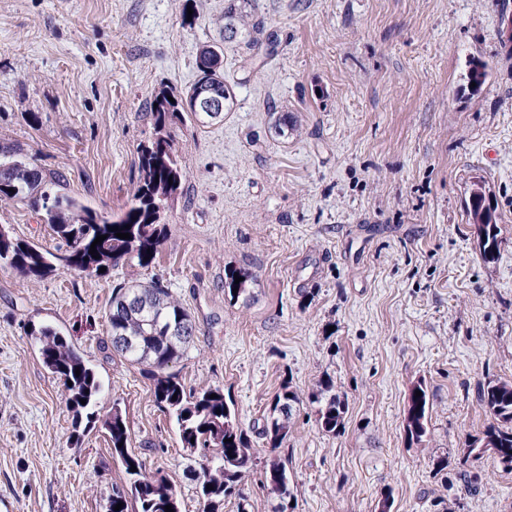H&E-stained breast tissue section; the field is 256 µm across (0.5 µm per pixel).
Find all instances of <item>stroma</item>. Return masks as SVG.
Listing matches in <instances>:
<instances>
[{
  "label": "stroma",
  "mask_w": 512,
  "mask_h": 512,
  "mask_svg": "<svg viewBox=\"0 0 512 512\" xmlns=\"http://www.w3.org/2000/svg\"><path fill=\"white\" fill-rule=\"evenodd\" d=\"M0 0V144L24 150L52 191L116 216L157 129L160 89L197 79L201 46L220 39L227 0ZM501 0H255L277 46L224 47L235 111L186 123L174 143L186 173L153 264L89 277L30 279L0 269V501L14 512H105L123 484L102 427L77 422L44 367L30 324L57 328L102 385L97 407L126 411L148 471L198 512L196 462L139 365L112 349L118 283L160 278L190 313L194 344L170 367L188 388H223L244 429L288 389L301 399L281 447L288 512H512V473L467 448L487 416L480 384L512 380V46ZM488 65L464 89L469 61ZM293 128L279 135L272 110ZM483 178L501 250L482 258L465 201ZM0 227L44 251L43 213L0 203ZM245 269L246 296L224 293ZM331 377L348 402L323 432L308 397ZM430 399L422 441L406 433L412 389ZM448 467L438 470L439 458ZM480 475L471 489L465 474Z\"/></svg>",
  "instance_id": "35a3bbf8"
}]
</instances>
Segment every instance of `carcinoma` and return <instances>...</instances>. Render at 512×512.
Listing matches in <instances>:
<instances>
[{
  "label": "carcinoma",
  "instance_id": "carcinoma-1",
  "mask_svg": "<svg viewBox=\"0 0 512 512\" xmlns=\"http://www.w3.org/2000/svg\"><path fill=\"white\" fill-rule=\"evenodd\" d=\"M264 24L254 20L253 0H229L224 9V41L239 39L254 48L274 52L271 36L260 38ZM197 81L186 91L174 93L161 89L149 103L154 124L160 135L140 149L139 181L133 199L119 216L103 215L64 194L52 193L36 168L30 166L22 150L14 146H0V201L35 205L44 211L46 222L64 243L57 252H42L37 246L0 229V268L10 269L23 277L42 278L57 268L78 271L88 276L99 275V269L108 270L119 264L137 263L149 267L166 239V227L160 223L161 213L183 192L185 173L174 148L170 128L186 119L201 125L224 113L234 111L236 96L224 83V44L216 41L202 46L196 59ZM488 73L480 61H470L467 83H475L477 92L485 84ZM202 94H215L224 102L222 112H199L195 100ZM486 196L484 185H471L466 212L470 224H482L476 234L482 258L492 262L498 256L502 240L499 238L498 216L494 208L480 212L481 200ZM129 229H124V226ZM118 231H112V228ZM130 233L120 239L116 233ZM106 239L96 245L99 258H93L90 247L96 237ZM241 277L234 284L235 277ZM251 275L245 270L228 271L224 289L243 295L248 291ZM112 347L127 360L144 367L153 381V395L157 406L176 424L181 447L191 457H199V471L195 473L199 512H222L224 500L239 498L238 512H246L242 485L256 466L255 452L248 434L241 428L235 409L224 398L218 386L192 390L179 378L167 372L169 365L181 359L193 344L194 326L187 311L172 296L164 282L153 279L146 284L121 286L112 290V309L108 316ZM28 335L38 345L43 365L62 382L66 402L76 413L86 411L93 420L101 392V383L95 371L85 362L76 348L51 326H30ZM128 336L131 349L118 344L117 338ZM418 397H411L406 416L408 439L419 442L426 433L429 398L423 386ZM216 398H210V395ZM86 404H81V400ZM479 401L493 419L483 436L467 448L468 454L492 453L503 469L512 471V381L490 380L480 386ZM300 403L296 393L284 390L274 396L269 414L255 429L256 437L272 448H279L288 438L295 405ZM310 403L316 405L318 423L332 435L343 427L347 403L336 393L333 381L322 380L311 394ZM102 427L112 445V458L120 462L127 476L122 487L112 488L106 512H165L171 506L181 512V493L165 478L146 471L139 453L133 449V438L127 415L119 403L102 419ZM136 471H131V466ZM213 489H207V486ZM263 487L277 505L274 512H288L292 498L290 476L286 464L279 459L266 462Z\"/></svg>",
  "mask_w": 512,
  "mask_h": 512
}]
</instances>
